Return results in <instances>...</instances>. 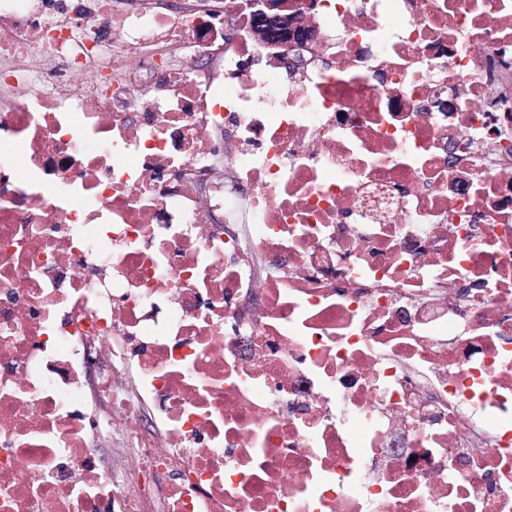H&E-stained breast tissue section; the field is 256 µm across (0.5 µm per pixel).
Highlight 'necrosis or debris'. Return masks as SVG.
I'll return each instance as SVG.
<instances>
[{
	"instance_id": "4bbe7bcc",
	"label": "necrosis or debris",
	"mask_w": 512,
	"mask_h": 512,
	"mask_svg": "<svg viewBox=\"0 0 512 512\" xmlns=\"http://www.w3.org/2000/svg\"><path fill=\"white\" fill-rule=\"evenodd\" d=\"M288 8L0 0V512H512V0ZM254 9L255 28L265 44H288L301 32L299 21L285 12L282 0H255ZM124 457V448H120L118 441L112 437L105 438L100 443L99 465L107 471L111 466L120 465Z\"/></svg>"
}]
</instances>
